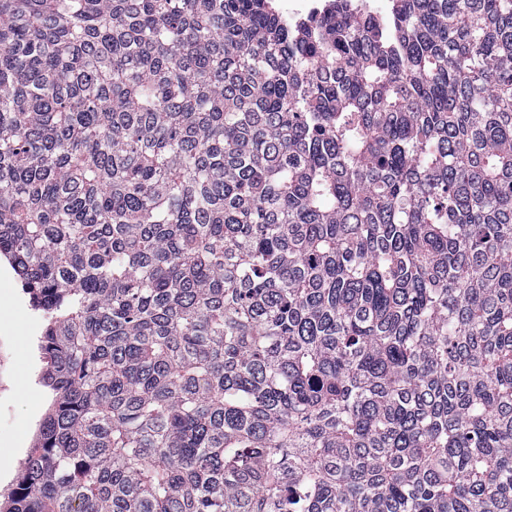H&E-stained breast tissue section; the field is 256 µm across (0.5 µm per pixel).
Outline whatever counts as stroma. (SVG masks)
Instances as JSON below:
<instances>
[{
	"label": "stroma",
	"mask_w": 512,
	"mask_h": 512,
	"mask_svg": "<svg viewBox=\"0 0 512 512\" xmlns=\"http://www.w3.org/2000/svg\"><path fill=\"white\" fill-rule=\"evenodd\" d=\"M42 319L35 312L10 264L0 260V457L14 467L0 475V491L17 480L51 393L38 380L44 360L38 348Z\"/></svg>",
	"instance_id": "35a3bbf8"
}]
</instances>
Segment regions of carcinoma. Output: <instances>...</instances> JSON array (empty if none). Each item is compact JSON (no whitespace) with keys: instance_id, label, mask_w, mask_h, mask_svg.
<instances>
[{"instance_id":"obj_1","label":"carcinoma","mask_w":512,"mask_h":512,"mask_svg":"<svg viewBox=\"0 0 512 512\" xmlns=\"http://www.w3.org/2000/svg\"><path fill=\"white\" fill-rule=\"evenodd\" d=\"M1 256L4 512H512V0H0ZM334 3L332 0H289L285 16L289 21H302L331 11ZM42 319L33 310L15 272L0 260V457L11 469L0 472V491L17 480L18 464L30 448L38 424L51 404V393L39 383L44 360L38 348Z\"/></svg>"}]
</instances>
